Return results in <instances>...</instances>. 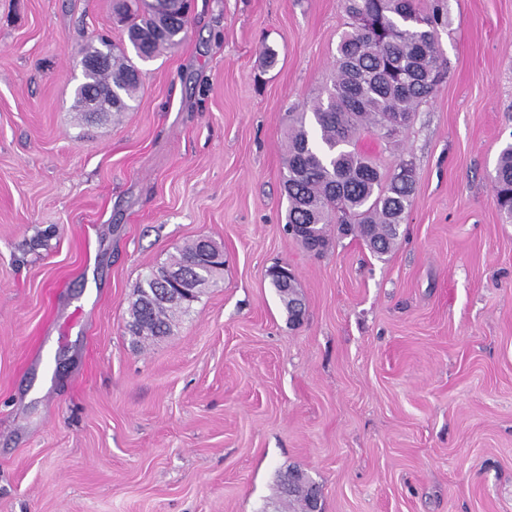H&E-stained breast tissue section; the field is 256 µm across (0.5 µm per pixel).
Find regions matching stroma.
Instances as JSON below:
<instances>
[{"label":"stroma","mask_w":512,"mask_h":512,"mask_svg":"<svg viewBox=\"0 0 512 512\" xmlns=\"http://www.w3.org/2000/svg\"><path fill=\"white\" fill-rule=\"evenodd\" d=\"M116 2L0 0V512H283L291 466L323 512H512V0H446L432 96L360 136L415 170L380 258L284 229L289 114L330 83L341 0H192L131 109L90 123L82 50L126 41ZM199 238L223 270L136 342L135 285ZM493 191L494 204L506 219L512 221V143L500 152ZM270 277L271 283L273 287L276 288L279 298L287 309L288 314L293 319L300 318L304 313V304L297 293L296 279H292L287 284L286 280H277L271 275Z\"/></svg>","instance_id":"obj_1"}]
</instances>
